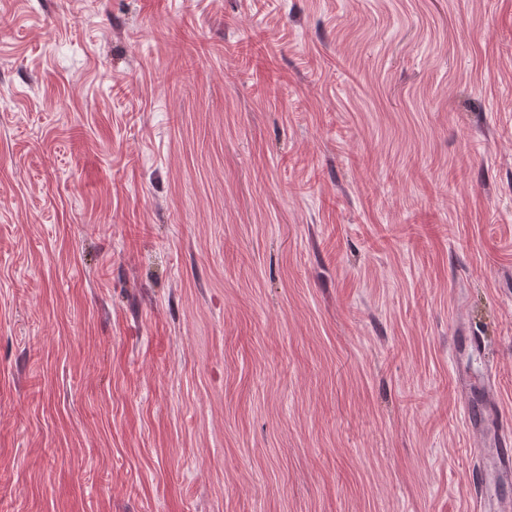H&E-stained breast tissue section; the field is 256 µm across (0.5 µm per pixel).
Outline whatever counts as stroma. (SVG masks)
<instances>
[{"label": "stroma", "mask_w": 512, "mask_h": 512, "mask_svg": "<svg viewBox=\"0 0 512 512\" xmlns=\"http://www.w3.org/2000/svg\"><path fill=\"white\" fill-rule=\"evenodd\" d=\"M512 412V0H0V512H469ZM450 353L452 360L457 362L480 354L481 346L476 336L470 335L466 329H460L457 335L452 337ZM456 388L467 431L482 446L469 471L470 510L509 512L512 499L499 490L512 484L511 415L497 404L492 368L471 376L458 373Z\"/></svg>", "instance_id": "35a3bbf8"}]
</instances>
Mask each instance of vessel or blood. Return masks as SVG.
Returning <instances> with one entry per match:
<instances>
[{"label": "vessel or blood", "instance_id": "vessel-or-blood-1", "mask_svg": "<svg viewBox=\"0 0 512 512\" xmlns=\"http://www.w3.org/2000/svg\"><path fill=\"white\" fill-rule=\"evenodd\" d=\"M477 337L468 330L453 336L450 353L458 361L480 353ZM467 431L482 445L468 477L471 512H512V499L501 495L512 485V416L506 415L494 394L492 372L456 377Z\"/></svg>", "mask_w": 512, "mask_h": 512}]
</instances>
